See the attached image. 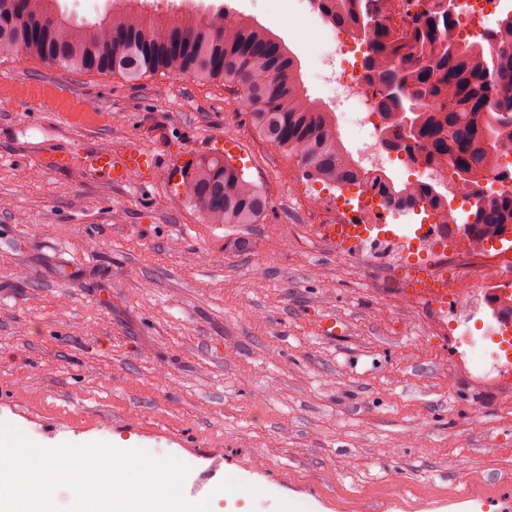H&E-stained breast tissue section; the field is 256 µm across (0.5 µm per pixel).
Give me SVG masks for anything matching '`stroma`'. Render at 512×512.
Listing matches in <instances>:
<instances>
[{"mask_svg":"<svg viewBox=\"0 0 512 512\" xmlns=\"http://www.w3.org/2000/svg\"><path fill=\"white\" fill-rule=\"evenodd\" d=\"M275 33L311 99L317 16L281 0H141ZM235 92L0 59V422L36 443L133 438L276 488L263 512H512V375L467 371L452 309L412 299L416 255L322 239L333 194L263 140ZM154 162L113 185L89 151ZM237 151L257 224H206L174 180ZM336 335H323L325 320Z\"/></svg>","mask_w":512,"mask_h":512,"instance_id":"1","label":"stroma"}]
</instances>
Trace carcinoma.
Returning a JSON list of instances; mask_svg holds the SVG:
<instances>
[{
	"label": "carcinoma",
	"instance_id": "1",
	"mask_svg": "<svg viewBox=\"0 0 512 512\" xmlns=\"http://www.w3.org/2000/svg\"><path fill=\"white\" fill-rule=\"evenodd\" d=\"M337 26L355 30L363 0H315ZM55 0L0 3V45L24 58L73 73L118 74L129 81L157 74L189 75L202 84L235 89L251 125L271 144L298 159L311 179L355 187L393 209L427 208L444 227L463 224L479 236L512 231V186L487 194L479 182L495 167L512 183L502 159L512 152V93L487 81L492 67L512 74V22L479 42L451 35L456 20L442 3L427 0L403 34L378 28L366 57L368 75L383 86L402 77L418 97L412 147L426 148L428 163L469 171L464 216L432 185L401 184L357 166L336 129V115L310 99L297 76V60L272 32L228 12L204 18L192 12L155 14L116 10L96 22L57 14ZM183 193L206 224H256L267 199L230 160L201 157L181 171Z\"/></svg>",
	"mask_w": 512,
	"mask_h": 512
}]
</instances>
